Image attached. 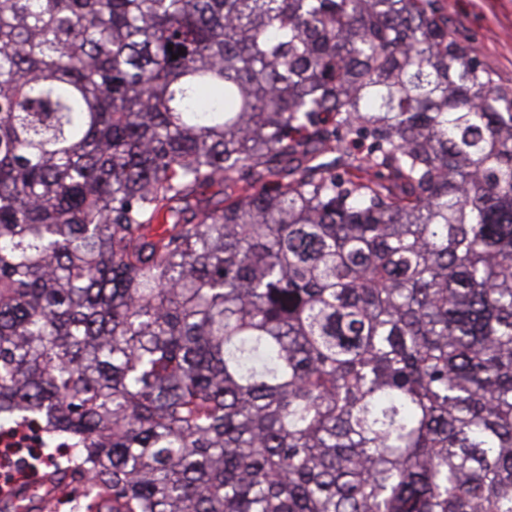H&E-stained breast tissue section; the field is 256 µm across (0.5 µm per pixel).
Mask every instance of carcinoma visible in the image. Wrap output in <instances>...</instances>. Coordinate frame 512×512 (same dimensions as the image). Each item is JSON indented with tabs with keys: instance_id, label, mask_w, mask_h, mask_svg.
I'll list each match as a JSON object with an SVG mask.
<instances>
[{
	"instance_id": "carcinoma-1",
	"label": "carcinoma",
	"mask_w": 512,
	"mask_h": 512,
	"mask_svg": "<svg viewBox=\"0 0 512 512\" xmlns=\"http://www.w3.org/2000/svg\"><path fill=\"white\" fill-rule=\"evenodd\" d=\"M0 412L82 512H512V87L439 0H0Z\"/></svg>"
}]
</instances>
